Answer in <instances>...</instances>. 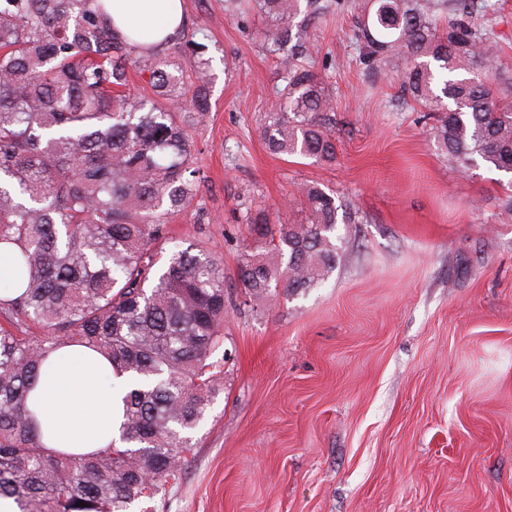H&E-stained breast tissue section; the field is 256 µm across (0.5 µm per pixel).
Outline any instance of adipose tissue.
<instances>
[{
	"label": "adipose tissue",
	"instance_id": "obj_1",
	"mask_svg": "<svg viewBox=\"0 0 512 512\" xmlns=\"http://www.w3.org/2000/svg\"><path fill=\"white\" fill-rule=\"evenodd\" d=\"M105 7L116 31L147 43L175 35L185 18L184 0H105ZM127 390L126 377L93 350L73 345L55 352L29 397L43 443L72 454L117 443Z\"/></svg>",
	"mask_w": 512,
	"mask_h": 512
}]
</instances>
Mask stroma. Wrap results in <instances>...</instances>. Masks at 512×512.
Returning a JSON list of instances; mask_svg holds the SVG:
<instances>
[{"mask_svg":"<svg viewBox=\"0 0 512 512\" xmlns=\"http://www.w3.org/2000/svg\"><path fill=\"white\" fill-rule=\"evenodd\" d=\"M500 98L512 102V0H491ZM210 60L209 110L191 127L199 205L166 251L224 262V388L182 469L131 512H512V222L491 215L512 175L460 172L432 119L400 105L397 76L355 64L351 12L317 22L336 95V159L274 155L259 126L278 68L264 16L185 0ZM317 184L358 223L318 287L253 309L238 276L252 245L243 194L272 226L305 219Z\"/></svg>","mask_w":512,"mask_h":512,"instance_id":"35a3bbf8","label":"stroma"}]
</instances>
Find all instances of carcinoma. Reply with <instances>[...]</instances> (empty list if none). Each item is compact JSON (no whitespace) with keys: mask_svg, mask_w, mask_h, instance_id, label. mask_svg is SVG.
Returning a JSON list of instances; mask_svg holds the SVG:
<instances>
[{"mask_svg":"<svg viewBox=\"0 0 512 512\" xmlns=\"http://www.w3.org/2000/svg\"><path fill=\"white\" fill-rule=\"evenodd\" d=\"M476 0H224V13L269 18L261 45L278 59V100L261 134L277 155L336 158L335 96L315 71L309 26L349 9L355 63L402 64L404 98L437 116L434 136L463 171L512 174V104L499 99L494 31ZM195 87L164 44L112 30L103 0H0V498L19 512H128L184 465L189 434L221 387L224 263L197 244L156 267L173 214L200 192L190 122L208 108L209 60L180 32ZM150 93H127L128 72ZM190 107L192 112L175 111ZM308 217L272 231L241 202L255 246L239 277L259 306L316 287L339 258L335 197L299 188ZM79 344L139 385L125 399L123 443L54 452L28 399L42 362ZM83 506H78V502Z\"/></svg>","mask_w":512,"mask_h":512,"instance_id":"1","label":"carcinoma"}]
</instances>
